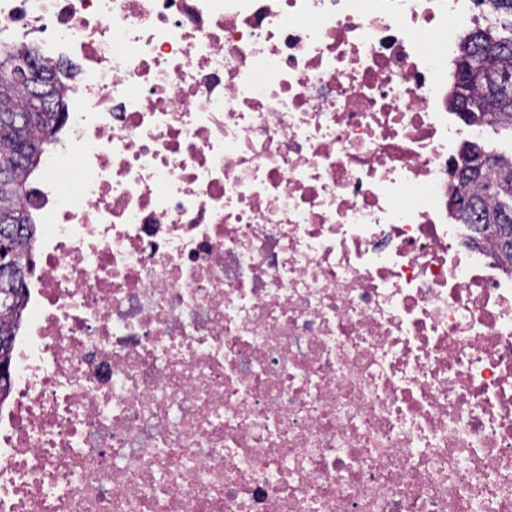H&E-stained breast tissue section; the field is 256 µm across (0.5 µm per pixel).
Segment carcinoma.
Wrapping results in <instances>:
<instances>
[{
  "label": "carcinoma",
  "mask_w": 512,
  "mask_h": 512,
  "mask_svg": "<svg viewBox=\"0 0 512 512\" xmlns=\"http://www.w3.org/2000/svg\"><path fill=\"white\" fill-rule=\"evenodd\" d=\"M486 25L475 23L464 38L455 62L451 103L466 120L483 126L512 129V0H473ZM47 74L45 93L34 95L29 85L6 77L11 49L0 47V97L22 92L20 104L0 105V242L10 246V271L0 269V352L9 353L10 318L22 304L26 270L20 251L35 234V224L23 206L26 182L20 173L38 166L37 151L48 144L66 110L60 64L28 49ZM455 194L469 196V205L455 213L461 224L495 243L500 258L512 264V157L488 151L464 163L456 176Z\"/></svg>",
  "instance_id": "obj_1"
}]
</instances>
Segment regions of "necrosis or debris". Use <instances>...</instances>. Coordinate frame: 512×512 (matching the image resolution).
Returning <instances> with one entry per match:
<instances>
[{
	"label": "necrosis or debris",
	"mask_w": 512,
	"mask_h": 512,
	"mask_svg": "<svg viewBox=\"0 0 512 512\" xmlns=\"http://www.w3.org/2000/svg\"><path fill=\"white\" fill-rule=\"evenodd\" d=\"M470 0H0L64 66L0 512H512V267L453 222Z\"/></svg>",
	"instance_id": "obj_1"
}]
</instances>
